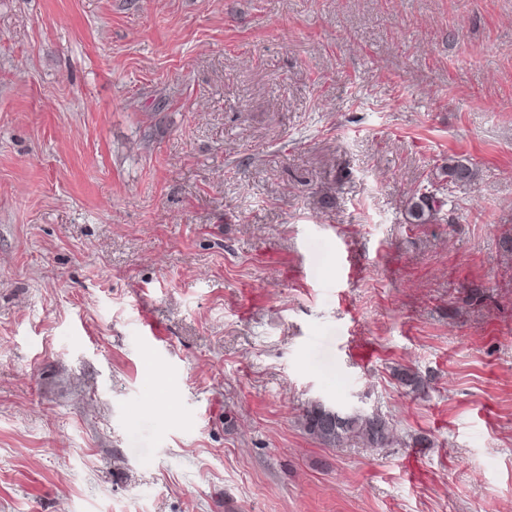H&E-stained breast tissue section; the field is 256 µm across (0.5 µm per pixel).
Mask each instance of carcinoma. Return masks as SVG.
Wrapping results in <instances>:
<instances>
[{
    "mask_svg": "<svg viewBox=\"0 0 512 512\" xmlns=\"http://www.w3.org/2000/svg\"><path fill=\"white\" fill-rule=\"evenodd\" d=\"M448 183L464 186L477 177V168L470 160L458 159L445 167ZM445 206V199L423 187L416 191L407 207V220L411 224H433ZM400 384L418 393L425 391L427 380L411 368L397 371ZM332 407L321 401L309 402L299 415L303 431L326 448H344L358 444L364 448H390L398 444L395 429L388 418L377 412L369 415L350 411L333 416Z\"/></svg>",
    "mask_w": 512,
    "mask_h": 512,
    "instance_id": "cac0c4a2",
    "label": "carcinoma"
}]
</instances>
